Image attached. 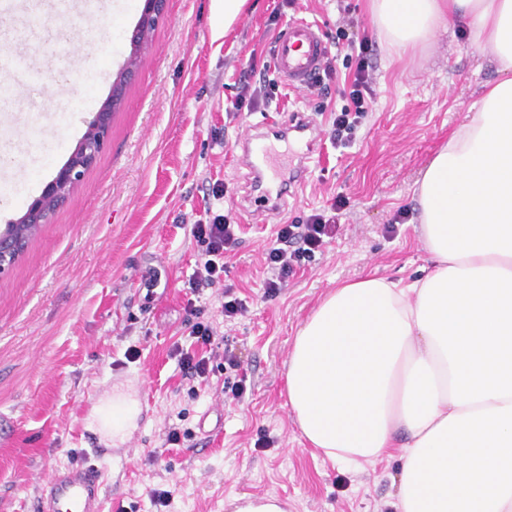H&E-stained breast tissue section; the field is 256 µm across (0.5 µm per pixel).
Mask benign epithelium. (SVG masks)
I'll use <instances>...</instances> for the list:
<instances>
[{
    "mask_svg": "<svg viewBox=\"0 0 512 512\" xmlns=\"http://www.w3.org/2000/svg\"><path fill=\"white\" fill-rule=\"evenodd\" d=\"M165 7L166 0H144L139 22L131 34L130 56L126 66L120 70L113 81L109 98L88 122L84 137L71 153L67 163L59 169L41 197L28 206L16 223L37 227L47 223L52 212L49 204L58 206L63 203L80 181L84 171L94 163L108 138L112 112L122 102L124 85L135 72L139 51L148 43L150 32L159 24ZM23 243L22 237L14 233L13 225L7 224L0 229V275L4 274L19 258L24 249Z\"/></svg>",
    "mask_w": 512,
    "mask_h": 512,
    "instance_id": "benign-epithelium-1",
    "label": "benign epithelium"
}]
</instances>
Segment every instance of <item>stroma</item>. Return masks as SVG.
I'll list each match as a JSON object with an SVG mask.
<instances>
[{"label":"stroma","mask_w":512,"mask_h":512,"mask_svg":"<svg viewBox=\"0 0 512 512\" xmlns=\"http://www.w3.org/2000/svg\"><path fill=\"white\" fill-rule=\"evenodd\" d=\"M142 8L143 0H93L44 18L43 59L59 49L52 29L67 26L76 35L75 63L66 84L47 73L5 119L14 134L0 147L11 162L0 227L41 196L82 139L130 54ZM345 13L367 31L376 65L374 104L350 147L326 140L327 112L343 103L340 76L325 78L322 91L282 84L255 111H235L248 58L260 67L273 62L271 22L307 18L332 45ZM498 77L459 21L401 56L379 33L368 0H246L229 24L214 0H167L106 146L0 277V417L15 428L0 442V512H33L38 478L79 458L85 433L96 429V398L117 391L133 394L139 413L99 463L105 512L130 504L154 512L157 488L172 491V512H229L231 498L245 493L277 496L287 512H395L398 456L351 471L301 437L286 394L288 356L298 328L339 282L376 275L408 283L430 267L417 182ZM296 111L315 114L321 156L287 207L250 218L235 141L249 124H282ZM217 186L223 199L212 195ZM339 196L348 204L335 238L297 266L277 297L265 298L263 248L278 225ZM400 210L405 219L388 232ZM212 211L231 213L240 227L224 285L247 311L229 323L220 290L186 286L201 250L190 226ZM193 306L240 358L249 387L243 401L224 391L223 355L211 359L206 377L181 371L179 350L198 349L186 330ZM215 404L224 430L208 439L198 421ZM174 424L190 431L177 446L166 441ZM261 437L271 447H256Z\"/></svg>","instance_id":"35a3bbf8"}]
</instances>
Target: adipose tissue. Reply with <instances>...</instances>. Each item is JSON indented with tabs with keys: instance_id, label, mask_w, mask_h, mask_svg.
Returning <instances> with one entry per match:
<instances>
[{
	"instance_id": "1",
	"label": "adipose tissue",
	"mask_w": 512,
	"mask_h": 512,
	"mask_svg": "<svg viewBox=\"0 0 512 512\" xmlns=\"http://www.w3.org/2000/svg\"><path fill=\"white\" fill-rule=\"evenodd\" d=\"M401 50L465 22L497 62L418 181L430 271L338 283L298 329L288 405L353 468L391 450L397 512H512V0H370Z\"/></svg>"
}]
</instances>
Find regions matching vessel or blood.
<instances>
[{
	"label": "vessel or blood",
	"instance_id": "obj_1",
	"mask_svg": "<svg viewBox=\"0 0 512 512\" xmlns=\"http://www.w3.org/2000/svg\"><path fill=\"white\" fill-rule=\"evenodd\" d=\"M38 21V16H28L15 22L10 32L0 35V40L10 44L9 49L0 51L1 106H8L26 88L42 79L35 53ZM326 54L323 30L303 18L294 19L282 30L273 50L279 76L297 90L310 89ZM295 123L300 130L310 132L311 137L306 151L299 154L292 174L285 178L273 174L274 155L267 144L268 123L248 126L236 142L238 162L260 189L262 207L271 212L278 211L281 202L295 194L320 149L318 139L313 136L315 126L311 118L300 115ZM108 453L107 447L95 443L86 451L83 460L50 467L38 482L34 512H103V482L95 461Z\"/></svg>",
	"mask_w": 512,
	"mask_h": 512
}]
</instances>
